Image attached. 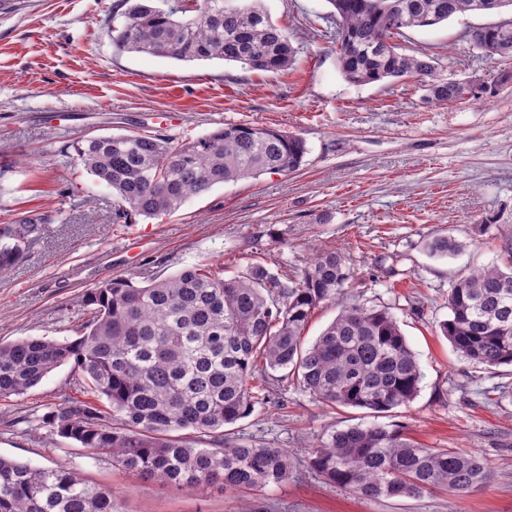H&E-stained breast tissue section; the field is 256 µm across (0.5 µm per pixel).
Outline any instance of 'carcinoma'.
Segmentation results:
<instances>
[{
	"label": "carcinoma",
	"instance_id": "1",
	"mask_svg": "<svg viewBox=\"0 0 512 512\" xmlns=\"http://www.w3.org/2000/svg\"><path fill=\"white\" fill-rule=\"evenodd\" d=\"M125 0L124 23L112 29L119 53L178 61L220 59L257 72L292 66L295 49L263 0ZM335 24L336 59L344 78L367 85L417 79L430 97L454 102L496 88L444 76L428 54L399 52L394 39L487 4L512 10V0H327ZM488 56L512 58V24L470 34ZM115 193L116 214H168L216 184L294 172L307 154L304 139L279 129L242 125L176 141L163 134L83 136L66 146ZM50 216L35 213L0 224V272L24 259ZM438 256L465 242L442 235L427 243ZM504 267L470 269L448 291V319L439 324L458 355L485 368L512 364V243ZM354 273L336 251L315 254L293 274L253 265L226 279L202 264L138 285L124 277L87 291L92 308L82 334L69 342L21 338L0 343V401L27 393L54 369L72 365L71 394L38 422L73 440L112 468L178 488L220 484L247 492L288 480V451L242 444L224 427L253 411L251 382L274 403L275 383L292 384L331 407L387 412L412 402L421 369L397 319L386 308L351 300L313 343L302 333L323 302L345 294ZM283 372L272 378L269 372ZM191 429L202 447L176 435ZM308 466L325 481L366 500L420 496L436 489L461 495L484 487L486 459L457 448H425L400 428L354 425L317 438ZM0 512H121L112 487L69 466H35L0 456Z\"/></svg>",
	"mask_w": 512,
	"mask_h": 512
}]
</instances>
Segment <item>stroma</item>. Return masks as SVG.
I'll use <instances>...</instances> for the list:
<instances>
[{
	"instance_id": "35a3bbf8",
	"label": "stroma",
	"mask_w": 512,
	"mask_h": 512,
	"mask_svg": "<svg viewBox=\"0 0 512 512\" xmlns=\"http://www.w3.org/2000/svg\"><path fill=\"white\" fill-rule=\"evenodd\" d=\"M265 6L297 51L282 71L115 52L111 30L123 22L124 0H24L0 14V224L29 211L52 218L24 260L0 274V342L75 340L91 317L79 298L118 277H164L202 263L223 264L228 278L256 263L288 274L314 249L339 248L354 260L349 296L389 308L415 352L417 397L386 413L335 410L283 382L281 407L255 403L230 431L241 443L287 449L295 461L288 481L248 493L184 491L141 485L70 439L15 425L67 393L72 368L64 364L0 402V455L68 464L113 486L124 512H512V365L473 366L439 329L458 276L502 265L512 239V59L486 56L469 41L500 16L460 14L399 38L404 53L438 57L448 78L499 80L480 100L441 103L413 78L346 81L327 0ZM240 124L300 135L304 164L216 185L156 217L116 218L111 188L60 153L85 135L194 140ZM441 231L466 250L430 256L424 243ZM370 423L403 427L430 448L479 453L491 468L487 486L368 501L308 467L313 437Z\"/></svg>"
}]
</instances>
